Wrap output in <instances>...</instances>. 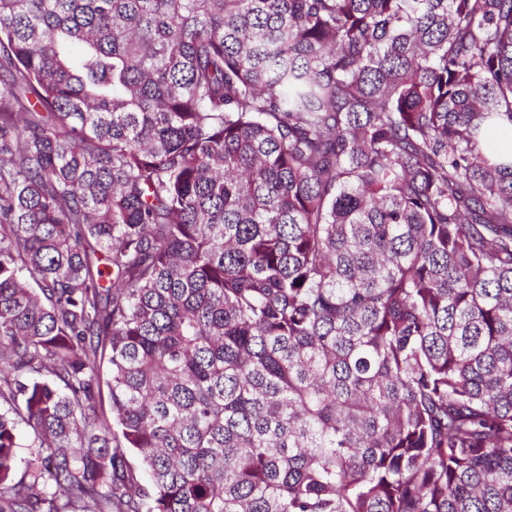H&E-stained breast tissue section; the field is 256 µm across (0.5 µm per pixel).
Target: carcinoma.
Returning <instances> with one entry per match:
<instances>
[{"label": "carcinoma", "mask_w": 512, "mask_h": 512, "mask_svg": "<svg viewBox=\"0 0 512 512\" xmlns=\"http://www.w3.org/2000/svg\"><path fill=\"white\" fill-rule=\"evenodd\" d=\"M0 70V512H512V0H0Z\"/></svg>", "instance_id": "1"}]
</instances>
